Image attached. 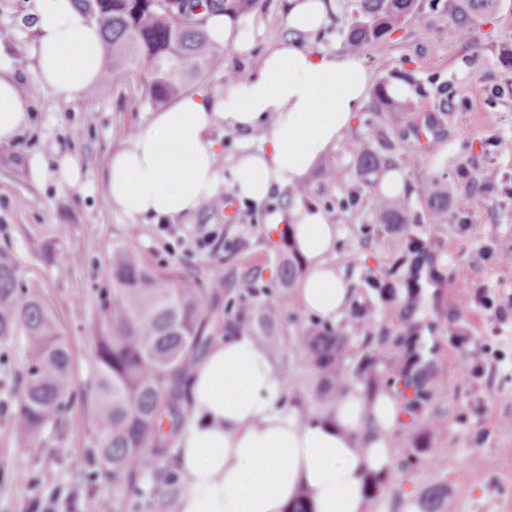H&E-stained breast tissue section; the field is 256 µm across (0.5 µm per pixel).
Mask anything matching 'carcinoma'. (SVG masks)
I'll list each match as a JSON object with an SVG mask.
<instances>
[{
    "label": "carcinoma",
    "instance_id": "cac0c4a2",
    "mask_svg": "<svg viewBox=\"0 0 512 512\" xmlns=\"http://www.w3.org/2000/svg\"><path fill=\"white\" fill-rule=\"evenodd\" d=\"M257 0H75L78 13L95 22L112 60L137 69L141 100L163 104L185 93L218 63L222 51L206 33L207 19L217 13L236 18L250 11ZM456 20L458 35L477 38L480 21L494 10L496 0H432ZM421 0H354L345 38L349 49L360 52L382 44L384 38L414 18ZM375 97L384 112H404L411 102H396L380 87ZM392 151L389 141L374 145L355 137L360 172L376 170ZM428 211L448 213V188L433 178L423 189ZM379 224L364 226L367 235L393 232L411 220L407 201L372 195ZM279 240L263 234L275 252L268 269L241 259L218 284L210 279L200 288L186 273L156 269L134 250L112 253V310L96 337L97 375L89 398L103 433L97 450L96 471L112 486L140 492L138 479L159 471L176 479L168 469L171 448L168 433L181 426L185 388L191 360L204 349L215 308L204 297L224 295V336L247 333L267 346L282 335L273 307L292 304V287L304 270L301 255L290 243L287 229ZM269 280H264L265 271ZM369 317L359 305L345 323L331 326L312 321L296 339L307 364L318 378L317 394L334 396L352 386L345 376L350 358L349 336L355 328L368 331ZM23 335L27 362L20 398L11 408L16 431L34 435L54 423L70 395V357L48 304L19 286L17 270L0 254V341ZM383 354L366 351L355 370L357 381L373 390L380 380Z\"/></svg>",
    "mask_w": 512,
    "mask_h": 512
}]
</instances>
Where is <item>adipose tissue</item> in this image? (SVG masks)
<instances>
[{
    "mask_svg": "<svg viewBox=\"0 0 512 512\" xmlns=\"http://www.w3.org/2000/svg\"><path fill=\"white\" fill-rule=\"evenodd\" d=\"M334 0H285L288 34L221 98L181 97L152 113L110 158L104 178L114 212L159 224L196 212L220 186L259 205L301 184L336 150L370 96L374 75L357 55L300 43L329 21ZM40 81L76 101L104 78L105 46L72 0H33ZM27 121L16 81L0 76V143ZM239 136L225 162L215 127ZM291 227L309 268L297 290L304 310L340 320L353 300L335 260L339 230L320 208L293 202L266 216ZM190 414L177 439L183 489L176 512H285L305 491L313 512H369L370 486L395 455L401 408L386 391L356 388L312 419L288 407L285 388L249 335L215 344L190 381Z\"/></svg>",
    "mask_w": 512,
    "mask_h": 512,
    "instance_id": "1",
    "label": "adipose tissue"
}]
</instances>
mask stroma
<instances>
[{
    "label": "stroma",
    "mask_w": 512,
    "mask_h": 512,
    "mask_svg": "<svg viewBox=\"0 0 512 512\" xmlns=\"http://www.w3.org/2000/svg\"><path fill=\"white\" fill-rule=\"evenodd\" d=\"M32 0H0V74L16 78L25 88L29 121L11 143L0 144V252L17 269L22 288L43 298L55 314L71 355V399L58 422L25 439L13 427L10 405L21 393L26 364L23 337L0 342V512H43L52 489H63L55 504L66 512L76 499L81 512H93L100 496H107L112 512H175L179 485L146 474L141 494L105 481H93L94 451L103 435L87 400L96 375V327L112 305L110 261L118 248L137 250L154 267H178L200 282L230 266V243H249L251 258L273 264L274 254L263 242L260 226L266 215L288 204L287 195L272 196L253 206V225L239 223L246 208L234 201L232 211L203 205L192 216H178L174 228L180 243L167 250L152 224L131 227L127 218L105 202L104 171L131 128L152 112L140 101L137 73L111 70L88 97L71 101L43 85L36 73ZM252 33L248 52L224 47L219 63L192 91L215 99L224 94V72L250 69L288 29L283 0H259L255 10L240 17ZM512 50V0H498L497 9L480 23L479 42L459 38L446 14L423 7L418 18L389 35L380 47L368 49L360 60L376 82L405 84L417 105L398 124L366 103L348 130V137L384 132L397 152L418 155L420 164L404 169L405 191L412 210L410 234L421 239L428 259L430 297L415 294L400 301L390 291L366 284L368 276L383 277L393 261L401 276L414 274L417 256L405 252L402 237L387 233L364 242L360 227L374 221L368 204L343 206L348 180L355 177V157L340 144L308 177L305 204L321 207L338 225L336 255L354 254L348 266L355 302L363 304L370 321L367 334L350 339L348 367H355L373 337L384 352L381 372L400 380L405 367L395 355L393 339L400 334H429L430 360L423 368L426 400L415 419L400 422L393 433L395 456L390 473L377 482L371 512H401L411 506L423 512L431 490L441 489L440 512H512V321L499 322L494 312L473 300L476 286H484L491 300L512 293V265L486 258V247L512 251V198L488 193L482 210L468 209L477 181L459 179L463 169L495 167L512 188V68L503 55ZM77 157L81 183L59 185L57 159ZM46 165L34 176L33 158ZM342 170L345 182L326 181L325 169ZM436 176L448 182V221L432 223L422 185ZM470 226L460 241V220ZM222 229V237L207 249L194 245L197 237ZM288 343L269 356L285 387L289 407L308 416L330 410L316 401L314 375L294 338L311 315L300 304L284 309ZM461 333L449 335V321ZM488 340L499 361L481 372L470 369L466 340ZM443 428L433 432L431 421ZM77 449L62 458L58 449Z\"/></svg>",
    "instance_id": "1"
}]
</instances>
